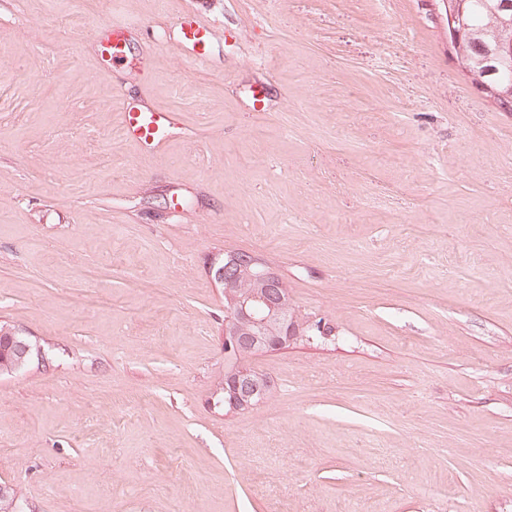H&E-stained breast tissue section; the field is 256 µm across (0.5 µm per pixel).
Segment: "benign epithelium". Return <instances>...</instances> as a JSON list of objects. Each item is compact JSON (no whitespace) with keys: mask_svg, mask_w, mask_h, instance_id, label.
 <instances>
[{"mask_svg":"<svg viewBox=\"0 0 512 512\" xmlns=\"http://www.w3.org/2000/svg\"><path fill=\"white\" fill-rule=\"evenodd\" d=\"M448 18V35L455 45L473 38V34L457 28L463 0H443ZM214 280L224 290V382L221 400L230 411L250 409L261 403L271 390L266 375L245 366L236 353L245 351H279L305 335L303 327L290 319L292 304L275 274L254 257L243 259L238 252L228 251L211 266ZM11 341L10 369L16 371L29 365L35 348L28 337L4 327Z\"/></svg>","mask_w":512,"mask_h":512,"instance_id":"1","label":"benign epithelium"}]
</instances>
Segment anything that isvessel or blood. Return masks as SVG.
I'll use <instances>...</instances> for the list:
<instances>
[{"label":"vessel or blood","mask_w":512,"mask_h":512,"mask_svg":"<svg viewBox=\"0 0 512 512\" xmlns=\"http://www.w3.org/2000/svg\"><path fill=\"white\" fill-rule=\"evenodd\" d=\"M177 48L181 57L197 65H207L210 56L211 24L198 11H187L176 21ZM126 24H110L109 33L99 39L98 51L103 62L116 66L125 58L127 34ZM181 128L177 113L154 110L142 105L124 104L120 114V129L124 139L137 143L141 148L157 153Z\"/></svg>","instance_id":"vessel-or-blood-1"}]
</instances>
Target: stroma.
<instances>
[{
    "label": "stroma",
    "mask_w": 512,
    "mask_h": 512,
    "mask_svg": "<svg viewBox=\"0 0 512 512\" xmlns=\"http://www.w3.org/2000/svg\"><path fill=\"white\" fill-rule=\"evenodd\" d=\"M189 9L202 71L172 46ZM444 24L441 0H0V323L40 351L0 375L22 512H512V112ZM125 101L183 135L123 139ZM228 251L333 330L253 356L273 389L237 412ZM177 48L181 57L206 66L211 56L209 19L199 11H187L177 18ZM108 28L109 34L98 41V52L103 62L116 66L125 58L129 26L112 22Z\"/></svg>",
    "instance_id": "stroma-1"
}]
</instances>
